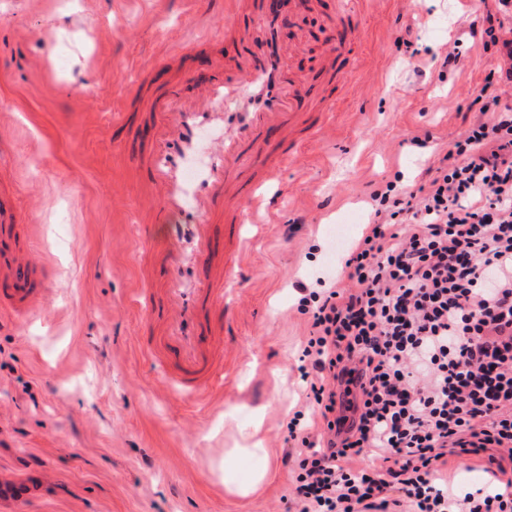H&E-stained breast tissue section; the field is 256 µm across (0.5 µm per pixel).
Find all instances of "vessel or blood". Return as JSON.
<instances>
[{
  "label": "vessel or blood",
  "mask_w": 512,
  "mask_h": 512,
  "mask_svg": "<svg viewBox=\"0 0 512 512\" xmlns=\"http://www.w3.org/2000/svg\"><path fill=\"white\" fill-rule=\"evenodd\" d=\"M244 8L262 14L264 23L236 67L224 80L201 86L191 104L174 95L157 103L164 118L154 132L143 202L168 244L161 289L145 293L163 326L149 352L179 391L194 398L203 395L216 370L212 329L201 312L222 303L224 295L198 272L214 251L217 202L227 194L254 200L260 182L277 178V160L264 159L255 175L248 154L261 148L267 127L278 128L280 143L291 142L284 117L293 93L303 89L289 83L286 50L276 36L284 16L270 15L268 0H225V12ZM29 236L17 217L0 218V308L19 314L42 307L47 292L46 265L28 245Z\"/></svg>",
  "instance_id": "b4317fda"
}]
</instances>
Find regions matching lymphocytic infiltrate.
<instances>
[{
	"mask_svg": "<svg viewBox=\"0 0 512 512\" xmlns=\"http://www.w3.org/2000/svg\"><path fill=\"white\" fill-rule=\"evenodd\" d=\"M471 22L512 60V0ZM492 69L483 120L439 152L415 188L373 193L336 280L297 283L311 331L305 404L287 423L300 512H512V106ZM481 457L492 482L465 494L448 457Z\"/></svg>",
	"mask_w": 512,
	"mask_h": 512,
	"instance_id": "lymphocytic-infiltrate-1",
	"label": "lymphocytic infiltrate"
}]
</instances>
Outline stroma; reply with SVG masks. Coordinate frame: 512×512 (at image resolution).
Listing matches in <instances>:
<instances>
[{
	"label": "stroma",
	"mask_w": 512,
	"mask_h": 512,
	"mask_svg": "<svg viewBox=\"0 0 512 512\" xmlns=\"http://www.w3.org/2000/svg\"><path fill=\"white\" fill-rule=\"evenodd\" d=\"M472 5L313 0L283 30L303 46L289 75L307 82L288 115L295 153L257 202L235 203L238 242L213 224L230 332L196 400L142 351L159 327L141 272L163 247L145 240L142 169L154 103L224 78L259 19L224 0H0V198L50 263L43 312L0 309V512H297L284 437L310 323L293 284L331 281L346 250L335 226L366 224L386 183L419 182L429 156L412 138L442 149L479 120L470 102L512 61L463 41L458 68L441 69ZM319 120L329 137L309 132ZM262 463L256 493L225 485Z\"/></svg>",
	"instance_id": "stroma-1"
}]
</instances>
